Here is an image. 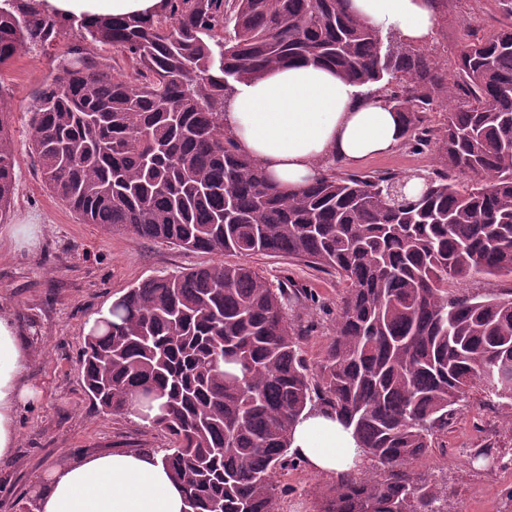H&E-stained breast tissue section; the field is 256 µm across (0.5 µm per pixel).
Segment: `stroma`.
<instances>
[{
  "instance_id": "1",
  "label": "stroma",
  "mask_w": 512,
  "mask_h": 512,
  "mask_svg": "<svg viewBox=\"0 0 512 512\" xmlns=\"http://www.w3.org/2000/svg\"><path fill=\"white\" fill-rule=\"evenodd\" d=\"M501 19L497 0H452L439 10L438 40L429 52L446 73H453L462 38L472 31H491ZM78 51L108 66L127 64L115 49L93 47L69 30L50 44L22 47L0 66V87L9 103L6 128L17 161L14 199L7 218L0 221V309L12 312L28 340L26 379L38 392L17 413L16 448L0 459V504L8 512H35L33 488L53 467L116 449L166 448L156 430L93 406L79 366L87 328L116 296L146 279L242 260L233 253L191 252L81 223L45 186L28 148L30 108L41 85ZM435 166L434 152L406 144L355 170L408 174ZM244 260L271 285L285 282L307 290L305 301L289 306L288 318L303 326L301 349L308 362L322 360L336 328L345 283L333 269L285 256L258 253ZM486 444L492 447L491 459H475V450ZM411 470L447 486L448 512H512V425L503 410L486 406L480 387H472L457 421L435 436L432 452L414 461ZM275 481L281 491L278 512H322L323 493L335 483L301 463L277 471Z\"/></svg>"
}]
</instances>
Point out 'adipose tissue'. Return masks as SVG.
<instances>
[{
  "instance_id": "obj_1",
  "label": "adipose tissue",
  "mask_w": 512,
  "mask_h": 512,
  "mask_svg": "<svg viewBox=\"0 0 512 512\" xmlns=\"http://www.w3.org/2000/svg\"><path fill=\"white\" fill-rule=\"evenodd\" d=\"M161 0H45L59 17L89 21L153 13ZM352 13L381 35L423 46L437 35L434 0H350ZM224 134L284 191L296 193L336 163L355 164L398 150L405 117L377 88L353 84L327 63L293 60L263 77L236 84ZM26 340L0 311V458L17 443L15 413L32 399L24 381ZM291 453L309 470L333 477L367 459L350 430L325 408L304 412L289 436ZM36 512H188L185 496L149 449L111 452L57 467L37 484Z\"/></svg>"
}]
</instances>
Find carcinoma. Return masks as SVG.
I'll return each mask as SVG.
<instances>
[{"label":"carcinoma","instance_id":"1","mask_svg":"<svg viewBox=\"0 0 512 512\" xmlns=\"http://www.w3.org/2000/svg\"><path fill=\"white\" fill-rule=\"evenodd\" d=\"M348 0H162L139 18L61 20L40 0H0V66L67 29L112 46L130 75L83 55L62 64L31 108L29 149L46 186L85 224L186 250L288 256L336 271L348 290L326 356L310 368L288 321L297 288L251 266L200 265L112 301L82 347L93 404L125 415L149 394L150 427L190 512H277L274 474L294 465L288 434L327 407L383 476L347 473L324 512H448V490L409 472L476 384L512 408V289L452 294L476 276L512 279V0L509 22L458 49L455 77L425 51H388ZM289 59L332 63L379 84L406 114L407 142L437 168L397 203L394 172L332 168L287 194L230 139L235 84ZM448 105L435 134L425 114ZM0 96V219L16 187ZM469 177L461 191L448 173Z\"/></svg>","mask_w":512,"mask_h":512}]
</instances>
